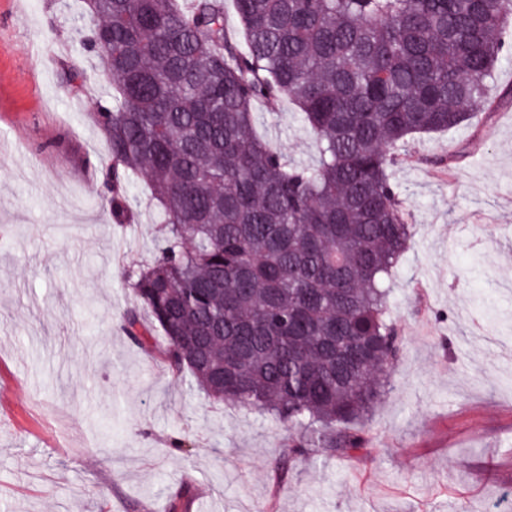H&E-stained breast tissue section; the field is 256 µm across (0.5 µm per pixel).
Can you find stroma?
Wrapping results in <instances>:
<instances>
[{
    "label": "stroma",
    "mask_w": 512,
    "mask_h": 512,
    "mask_svg": "<svg viewBox=\"0 0 512 512\" xmlns=\"http://www.w3.org/2000/svg\"><path fill=\"white\" fill-rule=\"evenodd\" d=\"M80 0H0V512H512V57L489 107L410 140L392 168L412 240L389 282L403 343L350 456L298 459L289 429L174 379L120 328L121 270L159 245L150 187L137 223L101 195L104 84L72 34ZM85 74L81 91L63 76ZM256 134L318 158L295 107Z\"/></svg>",
    "instance_id": "35a3bbf8"
}]
</instances>
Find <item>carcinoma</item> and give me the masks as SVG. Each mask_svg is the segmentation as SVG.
Listing matches in <instances>:
<instances>
[{
	"label": "carcinoma",
	"mask_w": 512,
	"mask_h": 512,
	"mask_svg": "<svg viewBox=\"0 0 512 512\" xmlns=\"http://www.w3.org/2000/svg\"><path fill=\"white\" fill-rule=\"evenodd\" d=\"M83 0L101 63L102 189L119 224L145 177L164 244L125 277L120 328L215 402L275 416L293 458L349 455L400 337L391 279L411 238L390 167L410 138L468 124L512 52V0ZM288 98L318 161L253 128Z\"/></svg>",
	"instance_id": "1"
}]
</instances>
